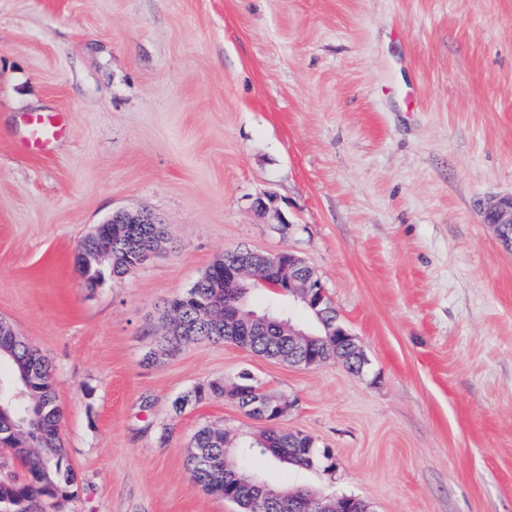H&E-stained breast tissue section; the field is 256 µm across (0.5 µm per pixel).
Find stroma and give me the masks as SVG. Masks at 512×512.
Listing matches in <instances>:
<instances>
[{
    "mask_svg": "<svg viewBox=\"0 0 512 512\" xmlns=\"http://www.w3.org/2000/svg\"><path fill=\"white\" fill-rule=\"evenodd\" d=\"M64 137L26 146L29 119ZM512 0H0V319L52 366L76 476L43 512H237L187 468L198 427L263 422L250 372L322 460L251 450L272 488L374 512H512ZM274 199V212L257 199ZM119 210L170 242L89 288L81 240ZM305 257L361 374L227 343L143 357L224 252ZM29 144L33 148H41L51 140L58 139L64 133V126L60 115L36 114L30 120ZM484 223L491 224L506 249L512 250V195L501 197L483 210ZM238 384H240L241 387H243L242 388L243 393H245L246 388L252 387L254 389V388H257L260 386V384L256 380H254V378L248 373H244L243 375H241L238 383L234 384L233 386L238 385ZM253 389H252V391H253ZM254 395H255L254 398H252V396L247 397V396L238 394V392H234L230 396V398L232 400H237L240 398L247 397L248 401H250L247 404L248 408L242 407L240 405H239V407L241 409H243L245 412H248L250 415L254 416L255 418H257L258 416H261L265 413L268 403L272 400H276L278 402V408L280 410L279 418H282L285 415H287L288 405L285 402L281 401L280 399L271 396L262 386H260L254 392ZM223 380H207L196 384L185 395L175 401L176 410L181 411L189 404H198L204 401L223 400L224 399Z\"/></svg>",
    "mask_w": 512,
    "mask_h": 512,
    "instance_id": "1",
    "label": "stroma"
}]
</instances>
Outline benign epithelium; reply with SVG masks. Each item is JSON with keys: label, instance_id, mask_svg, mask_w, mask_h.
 I'll use <instances>...</instances> for the list:
<instances>
[{"label": "benign epithelium", "instance_id": "benign-epithelium-1", "mask_svg": "<svg viewBox=\"0 0 512 512\" xmlns=\"http://www.w3.org/2000/svg\"><path fill=\"white\" fill-rule=\"evenodd\" d=\"M484 223L495 228L496 234L507 249L512 250V195L501 197L486 206L483 210ZM158 220L141 213L126 210L115 212L107 224L117 228L116 238L134 246L133 239L128 236L130 224H156ZM261 284L277 294H286L297 301L307 304L314 312L319 330L316 333L307 331L293 322L282 326V335L288 337V363L312 368L325 362L320 355L310 356L308 350L316 347L324 336H333L340 332L346 337L344 354L336 355V361L344 364L348 360H356L353 371L364 372L369 360L358 343L357 337L340 324V315L328 297L321 281L307 261L294 252L260 253L241 250L231 259L224 262V289L248 288L251 284ZM218 326L224 329L228 342L241 346L240 337L260 336L266 332L268 321L246 309L241 303L232 307H224L216 318ZM274 400L264 388L260 387L254 396L248 398L246 412L254 417L265 413L267 405ZM9 421V429L3 432L7 441L30 440V430L25 419L17 416L10 418V410L0 407V419ZM293 512H372L368 504L357 498H342L328 501L313 493L303 499L293 500Z\"/></svg>", "mask_w": 512, "mask_h": 512}]
</instances>
